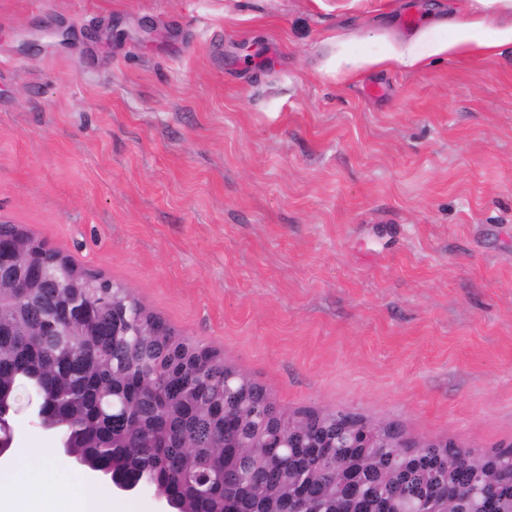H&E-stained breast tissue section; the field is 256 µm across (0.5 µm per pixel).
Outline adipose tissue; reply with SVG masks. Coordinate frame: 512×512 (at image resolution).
<instances>
[{
  "label": "adipose tissue",
  "mask_w": 512,
  "mask_h": 512,
  "mask_svg": "<svg viewBox=\"0 0 512 512\" xmlns=\"http://www.w3.org/2000/svg\"><path fill=\"white\" fill-rule=\"evenodd\" d=\"M486 16L477 19L448 22V36H440L435 28L418 30L414 36L390 45L384 56L376 59H352L354 68L361 69L384 61H397L407 67L421 65L432 57L450 56L466 49L493 50L512 45V25L499 26L492 39L479 38L478 32L486 27L488 14L512 13V0H476ZM33 461L36 475L22 481L15 477L0 478V512L11 502H29L31 512H125L122 502L106 499L81 479L73 480L66 489H55L60 469L55 457L44 448H31L26 452Z\"/></svg>",
  "instance_id": "ef3b65f1"
}]
</instances>
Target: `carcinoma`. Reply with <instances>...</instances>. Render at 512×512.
<instances>
[{"instance_id":"obj_1","label":"carcinoma","mask_w":512,"mask_h":512,"mask_svg":"<svg viewBox=\"0 0 512 512\" xmlns=\"http://www.w3.org/2000/svg\"><path fill=\"white\" fill-rule=\"evenodd\" d=\"M26 235L0 224V244ZM58 295L69 334L50 350L34 336L42 316L18 326L24 298L0 294V414L18 384L40 395L86 467L101 462L151 477L183 512H472L486 484L512 512V447L395 448L391 425L313 408L283 409L220 351L186 342L132 290L62 258ZM378 430L377 448L348 438ZM235 479L238 505L224 500Z\"/></svg>"}]
</instances>
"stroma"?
<instances>
[{
  "mask_svg": "<svg viewBox=\"0 0 512 512\" xmlns=\"http://www.w3.org/2000/svg\"><path fill=\"white\" fill-rule=\"evenodd\" d=\"M471 0H0V221L288 410L512 443V46ZM18 393V448L54 447ZM492 19L484 14L478 19L459 20L451 22L439 21L430 28L418 30L408 40L396 41L388 51L375 58L337 59L336 68L343 63L351 64L355 69L375 66L386 61H397L407 67L421 65L432 57L450 56L466 49L493 50L512 45V25L499 26L494 29V37L486 40L476 36L477 32L486 27ZM438 28H447L450 34L442 37L436 33Z\"/></svg>",
  "mask_w": 512,
  "mask_h": 512,
  "instance_id": "stroma-1",
  "label": "stroma"
}]
</instances>
